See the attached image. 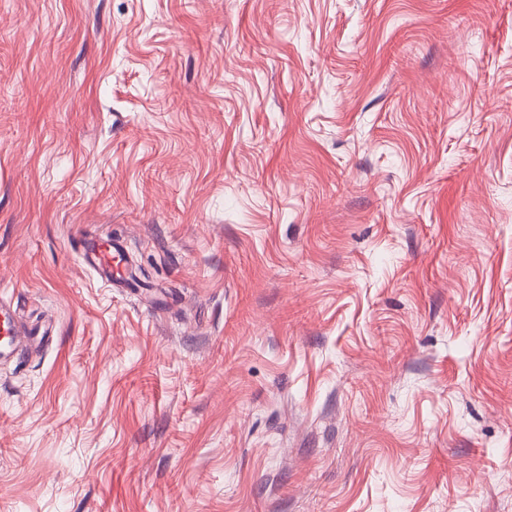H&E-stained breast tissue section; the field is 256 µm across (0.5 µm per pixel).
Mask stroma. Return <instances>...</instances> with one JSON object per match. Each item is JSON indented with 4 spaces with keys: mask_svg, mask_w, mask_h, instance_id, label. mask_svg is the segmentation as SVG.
<instances>
[{
    "mask_svg": "<svg viewBox=\"0 0 512 512\" xmlns=\"http://www.w3.org/2000/svg\"><path fill=\"white\" fill-rule=\"evenodd\" d=\"M1 297L0 512H512V0H0ZM123 252L125 246L122 241L105 234L83 247L81 257L83 262L100 276H105L112 284L120 286L123 282L120 268ZM3 314V335L2 344L4 347L14 348L18 344L29 342L34 337V330L25 324L15 326L9 309L4 305L3 301L0 303V315Z\"/></svg>",
    "mask_w": 512,
    "mask_h": 512,
    "instance_id": "1",
    "label": "stroma"
}]
</instances>
